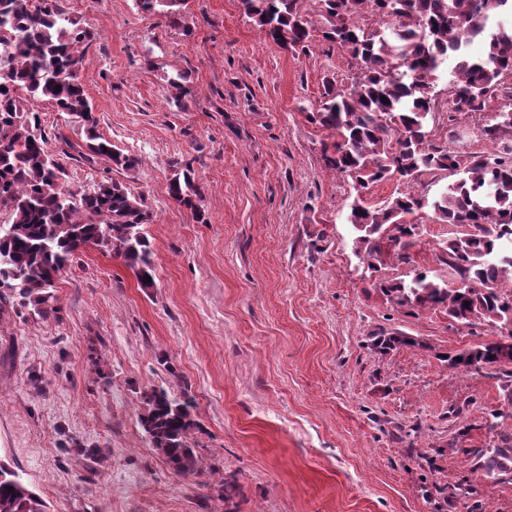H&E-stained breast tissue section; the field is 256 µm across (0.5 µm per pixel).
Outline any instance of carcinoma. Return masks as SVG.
I'll return each instance as SVG.
<instances>
[{
  "label": "carcinoma",
  "instance_id": "carcinoma-1",
  "mask_svg": "<svg viewBox=\"0 0 512 512\" xmlns=\"http://www.w3.org/2000/svg\"><path fill=\"white\" fill-rule=\"evenodd\" d=\"M188 2L136 0L140 10L169 18L187 35ZM240 2L266 37L285 49L305 47L318 32L350 54L356 76L349 90L326 81L323 100L307 118L336 137L323 145L322 160L353 181L356 199L347 221L367 269L380 272L385 254L399 263L410 259L422 231L407 216L427 202L412 185L437 171L459 175L431 203L441 223L465 228L441 246V259L457 281L449 285L419 271L409 281L381 277L378 285L397 307L440 310L456 327L484 323L497 332L495 339L439 359L464 371L490 369L501 382L505 406L485 419L493 440L470 454L472 472L485 487L512 484V432L500 428V420L512 419V364L500 358V337L512 322V109L492 107L512 99V86L503 82L512 75V28H491L496 15L512 13V0H315L317 22L301 0ZM93 38L57 0H0V303L38 316L47 312L55 280L88 244L114 252L141 287L154 285L146 281L154 277V263L142 231L151 222L144 198L112 180L78 193L64 190L65 171L47 149L40 117L24 107L28 98L46 100L86 128L83 158L100 159L109 171L135 168L136 157L96 132L97 118L77 76L80 45ZM475 41L481 51L471 54L466 48ZM450 56L455 67L448 121L462 113L485 115L480 137L499 146L494 153L462 154L433 137L439 101L431 89ZM386 180L400 188L381 204L367 203L373 185ZM168 194L204 220L190 170L174 175ZM370 346L387 353L422 344L399 331H381L370 337ZM140 425L176 473L198 471L187 444V403L156 389ZM0 512H47L46 503L4 464Z\"/></svg>",
  "mask_w": 512,
  "mask_h": 512
}]
</instances>
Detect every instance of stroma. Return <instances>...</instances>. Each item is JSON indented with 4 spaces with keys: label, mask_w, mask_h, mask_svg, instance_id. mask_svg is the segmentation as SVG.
Instances as JSON below:
<instances>
[{
    "label": "stroma",
    "mask_w": 512,
    "mask_h": 512,
    "mask_svg": "<svg viewBox=\"0 0 512 512\" xmlns=\"http://www.w3.org/2000/svg\"><path fill=\"white\" fill-rule=\"evenodd\" d=\"M60 3L95 34L78 75L97 131L139 166L79 160L84 130L43 100L26 107L65 188L109 178L144 197L155 284L89 247L56 279L49 315L0 323V463L49 512H466L478 498L512 512V484L484 489L465 455L490 438L499 383L437 358L493 332L406 314L354 253L351 180L325 167L332 133L306 118L326 79L350 85L349 54L318 35L283 49L239 0H189L182 28L134 0ZM180 75L191 93L178 100ZM186 169L202 223L168 194ZM413 220L409 263L383 275L455 282L440 258L453 226L429 206ZM381 328L432 348L374 353ZM159 388L191 405L196 474L175 473L140 425ZM435 484L449 500L428 496Z\"/></svg>",
    "instance_id": "obj_1"
}]
</instances>
